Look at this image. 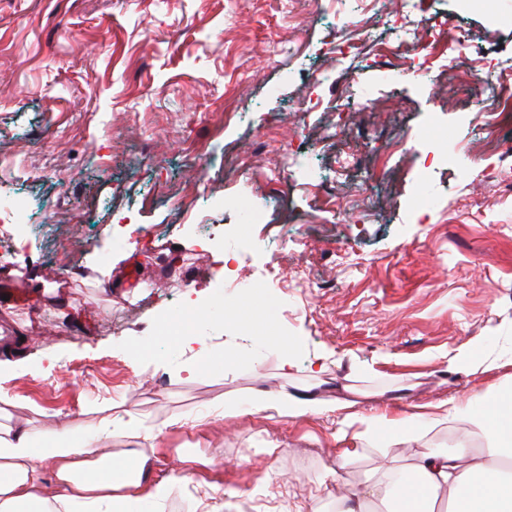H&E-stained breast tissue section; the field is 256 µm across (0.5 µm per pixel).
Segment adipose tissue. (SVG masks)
<instances>
[{
  "label": "adipose tissue",
  "instance_id": "1",
  "mask_svg": "<svg viewBox=\"0 0 512 512\" xmlns=\"http://www.w3.org/2000/svg\"><path fill=\"white\" fill-rule=\"evenodd\" d=\"M345 402L327 401L312 394L283 393L272 399L252 401L249 413H276L297 418L306 414L341 413L344 427L355 428L356 439H364L366 427H388L393 443L411 445L419 435L413 417L387 414L363 416L345 411ZM512 394L494 388L483 408L462 409L441 403L424 414L425 422L437 425L462 420L477 428L485 446L473 450L468 440H460L452 452L430 451L411 461L407 473L410 482L393 488L392 477L397 466L384 462L375 470L368 492L349 490L337 497L334 512H437L436 504L447 499L448 512H512V472L504 470V461L512 460ZM99 437H91L61 448H37L31 432L21 426L0 431V512H99L101 506L112 505L130 496L156 502L171 493L172 483L157 480L142 482L141 473L148 471L150 457L133 449L129 460L134 477L118 473L91 474L83 480L72 475L80 458L97 453ZM53 472L57 489L52 497L43 494L46 472Z\"/></svg>",
  "mask_w": 512,
  "mask_h": 512
}]
</instances>
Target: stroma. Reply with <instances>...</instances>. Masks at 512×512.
Listing matches in <instances>:
<instances>
[{"label":"stroma","instance_id":"35a3bbf8","mask_svg":"<svg viewBox=\"0 0 512 512\" xmlns=\"http://www.w3.org/2000/svg\"><path fill=\"white\" fill-rule=\"evenodd\" d=\"M449 34L512 66V0H436ZM336 0H0V423L38 445L109 428L114 465L156 430L162 503L113 512H331L329 498L452 450L456 424L403 448L374 433L323 482L338 416L252 415L312 390L363 415L480 406L512 387V157L479 139L473 70L421 91L388 79L381 45ZM355 42L326 61L327 32ZM331 79L314 85L321 70ZM303 165L270 179L283 145ZM357 163L337 172V155ZM277 196L263 223L231 199ZM247 257L243 287L213 254ZM306 270L315 285L288 287ZM200 316L159 336L183 295ZM482 360L449 365L457 351ZM237 407L238 416L225 417Z\"/></svg>","mask_w":512,"mask_h":512}]
</instances>
